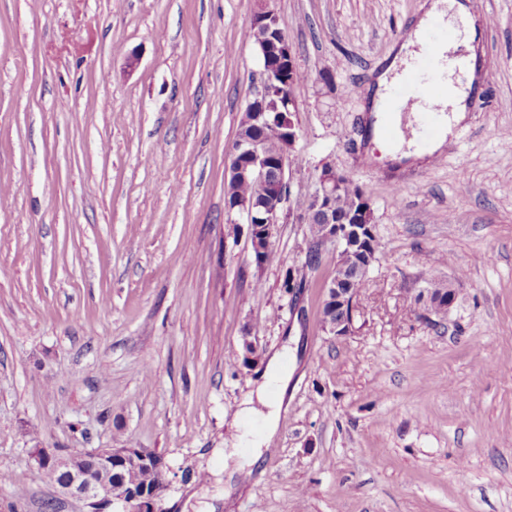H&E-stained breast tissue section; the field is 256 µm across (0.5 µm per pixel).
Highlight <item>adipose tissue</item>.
<instances>
[{
    "label": "adipose tissue",
    "mask_w": 512,
    "mask_h": 512,
    "mask_svg": "<svg viewBox=\"0 0 512 512\" xmlns=\"http://www.w3.org/2000/svg\"><path fill=\"white\" fill-rule=\"evenodd\" d=\"M447 22L453 31L457 45L463 46L464 54L448 61V86L440 97V104L445 112L440 135L423 150H403L401 145L390 146V155H403L404 158L419 160L424 155L441 150L453 128L465 120L468 100L477 86L476 45L480 40V28L464 0H432L416 23L417 31H424L435 22ZM414 42L401 44L387 68L380 72L369 91L368 105L371 111H378L380 103L389 86L403 78L407 73L410 59L415 57ZM282 353H274L264 369L258 373L255 397L247 398L242 408L236 413V420L263 416L264 424L256 439L253 459H260L264 448L271 443L277 428L282 401L281 394L288 389L289 378L282 365Z\"/></svg>",
    "instance_id": "1"
}]
</instances>
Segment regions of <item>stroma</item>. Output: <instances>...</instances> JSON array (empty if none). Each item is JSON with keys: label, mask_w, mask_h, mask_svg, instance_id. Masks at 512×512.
Masks as SVG:
<instances>
[{"label": "stroma", "mask_w": 512, "mask_h": 512, "mask_svg": "<svg viewBox=\"0 0 512 512\" xmlns=\"http://www.w3.org/2000/svg\"><path fill=\"white\" fill-rule=\"evenodd\" d=\"M423 2L270 0L303 162L259 267L226 203L256 0H0V512H84L36 445L161 455L162 512H512V0H470L456 150L396 169L366 89ZM325 165L379 243L347 336L320 326L335 245L307 264ZM445 280L441 315L419 292ZM292 336L276 437L225 495L227 423Z\"/></svg>", "instance_id": "35a3bbf8"}]
</instances>
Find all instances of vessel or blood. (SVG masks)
Instances as JSON below:
<instances>
[{"instance_id": "vessel-or-blood-1", "label": "vessel or blood", "mask_w": 512, "mask_h": 512, "mask_svg": "<svg viewBox=\"0 0 512 512\" xmlns=\"http://www.w3.org/2000/svg\"><path fill=\"white\" fill-rule=\"evenodd\" d=\"M427 51L412 62L409 75L390 88L380 110L383 115L409 112L421 139H428L439 122V97L448 83V60L455 40L446 28L435 27L422 32Z\"/></svg>"}]
</instances>
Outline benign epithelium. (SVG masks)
<instances>
[{"instance_id":"7a95c632","label":"benign epithelium","mask_w":512,"mask_h":512,"mask_svg":"<svg viewBox=\"0 0 512 512\" xmlns=\"http://www.w3.org/2000/svg\"><path fill=\"white\" fill-rule=\"evenodd\" d=\"M250 28L258 36L256 47L262 63L261 82L254 93L253 101L259 103L274 92L278 97L287 100L288 105H293L294 82L291 79L281 81L283 71H288L290 75L296 72L292 48L279 27L276 14L267 6V0L259 2ZM286 166V153L280 159L272 160L259 151L258 144L251 141H239L233 146L229 178L235 183L260 180L266 183L269 190L264 213L261 215L246 200H240L234 205V209L250 224L251 248L257 262L270 251L274 224L278 223L284 204L290 196L285 180ZM342 178L344 175L333 167H321L320 188L311 198L313 212L322 225L321 233L309 242L314 251L322 252L329 243L338 247L345 244L346 235L350 232L355 233L360 246V260L354 271L349 275L336 272V276L326 286L328 302L335 314L322 317V325L324 331L333 336H346L353 331V311L357 296L353 289L343 288L341 284L368 273L373 264V257L368 251L370 237L374 236L373 226L348 224L332 207L333 199L343 187ZM455 297L456 291L453 288L445 289L435 296L427 293L429 301L442 314L451 308ZM121 465L134 470L141 467L153 468L158 473L157 481L139 490L132 487L127 492L103 495L104 479L112 469ZM46 467L65 471L67 479L59 485L61 492L81 500L87 512H114L120 508L125 512H161L160 502L170 487L167 465L158 462L154 454L145 448H91L73 455L54 456L48 460Z\"/></svg>"}]
</instances>
